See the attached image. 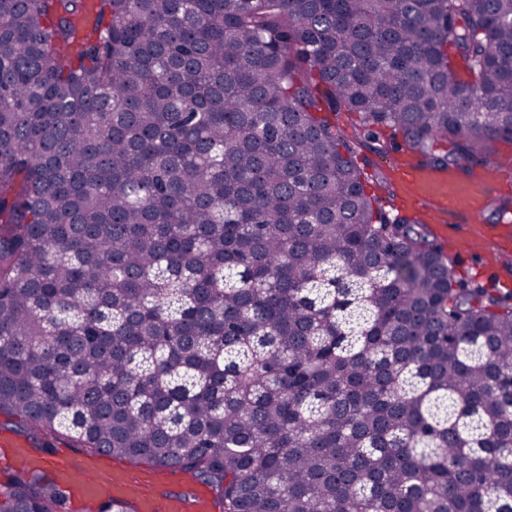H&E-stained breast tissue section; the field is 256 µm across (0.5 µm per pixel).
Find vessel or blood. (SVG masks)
I'll use <instances>...</instances> for the list:
<instances>
[{
    "label": "vessel or blood",
    "instance_id": "1",
    "mask_svg": "<svg viewBox=\"0 0 512 512\" xmlns=\"http://www.w3.org/2000/svg\"><path fill=\"white\" fill-rule=\"evenodd\" d=\"M396 192L403 206L411 213L438 227L478 223L485 202L502 173L489 166L474 176L465 177L453 171H439L405 157L392 171ZM109 462L105 455L86 459L60 453L55 470L64 479L78 472L86 473L82 486L90 494H98L100 486L111 484ZM167 475L161 471L143 477H126L124 495L129 496L137 512H196L195 501L177 496H155L154 485L165 483Z\"/></svg>",
    "mask_w": 512,
    "mask_h": 512
}]
</instances>
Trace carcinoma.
<instances>
[{"mask_svg": "<svg viewBox=\"0 0 512 512\" xmlns=\"http://www.w3.org/2000/svg\"><path fill=\"white\" fill-rule=\"evenodd\" d=\"M85 2L0 0L5 422L222 512H512V290L367 171L512 141V0Z\"/></svg>", "mask_w": 512, "mask_h": 512, "instance_id": "1", "label": "carcinoma"}]
</instances>
